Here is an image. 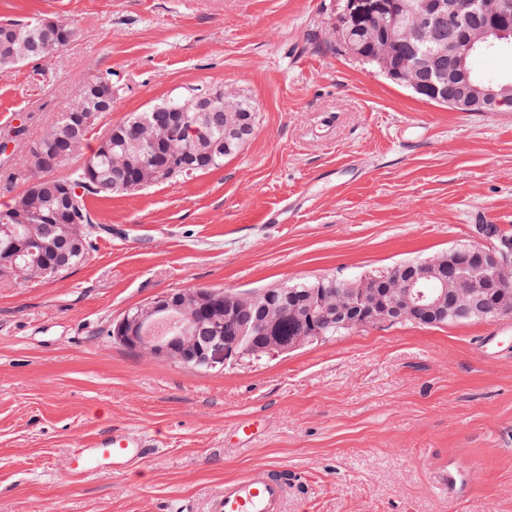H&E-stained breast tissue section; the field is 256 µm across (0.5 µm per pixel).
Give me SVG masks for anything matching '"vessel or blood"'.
Segmentation results:
<instances>
[{
  "label": "vessel or blood",
  "instance_id": "obj_1",
  "mask_svg": "<svg viewBox=\"0 0 512 512\" xmlns=\"http://www.w3.org/2000/svg\"><path fill=\"white\" fill-rule=\"evenodd\" d=\"M152 440L145 435H132L116 427L97 437L89 447L81 449L79 476H93L123 470L129 463L151 454ZM288 493V475L271 465H258L241 477L224 483V495L216 501L212 512H284Z\"/></svg>",
  "mask_w": 512,
  "mask_h": 512
}]
</instances>
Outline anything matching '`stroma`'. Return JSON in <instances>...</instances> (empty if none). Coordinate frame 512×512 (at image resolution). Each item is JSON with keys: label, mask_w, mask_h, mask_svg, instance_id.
Instances as JSON below:
<instances>
[{"label": "stroma", "mask_w": 512, "mask_h": 512, "mask_svg": "<svg viewBox=\"0 0 512 512\" xmlns=\"http://www.w3.org/2000/svg\"><path fill=\"white\" fill-rule=\"evenodd\" d=\"M336 0H0V18L76 30L0 70V136L32 146L75 87L126 86L92 153L133 112L203 85L257 105L223 168L91 197L85 264L0 284V512H212L227 479L281 467L285 512H512V318L359 329L200 372L113 342L164 291H258L357 275L512 231V109L457 112L331 44ZM258 435L239 445L238 422ZM156 453L68 474L112 427ZM465 483H439L449 464Z\"/></svg>", "instance_id": "1"}]
</instances>
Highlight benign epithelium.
I'll use <instances>...</instances> for the list:
<instances>
[{"label": "benign epithelium", "mask_w": 512, "mask_h": 512, "mask_svg": "<svg viewBox=\"0 0 512 512\" xmlns=\"http://www.w3.org/2000/svg\"><path fill=\"white\" fill-rule=\"evenodd\" d=\"M448 6V25L460 24L464 9L482 12L490 20L476 34L466 33L448 45V54L458 63L456 81L458 92L446 99L448 107L458 112H501L512 106V82L483 83L471 75L469 60L476 54L495 49L502 41L512 39V0H471L464 5L459 0H426V7L435 10ZM398 11L397 0H344L342 23L349 26L360 19H378L386 22ZM382 73L392 80L406 84L414 93L439 100L437 87L427 90L408 75L382 68ZM188 132L197 137L200 130L195 125L182 122L167 126L163 134L151 140L147 149L152 150L172 132ZM57 142L48 140L38 157L30 159L25 197L41 195L45 171L43 157L55 151ZM13 223L0 230L12 234L15 225L27 223L28 209L24 201L17 202L11 212ZM479 243L463 250L448 249V274L459 296H470L484 301V309L496 318L512 315V236L497 224H480L477 228ZM448 288L446 279L439 276L428 263L417 267V272L404 281L403 295L386 301L366 292H356L352 311L340 318L348 328H369L388 325L408 314L421 316L441 306ZM216 299L209 288H192L163 293L132 314L124 315L113 328L114 339L123 345L145 351L157 358L173 361L194 370L199 366L209 369L222 368L227 362L242 360V355L218 335L217 323L204 315Z\"/></svg>", "instance_id": "7a95c632"}]
</instances>
